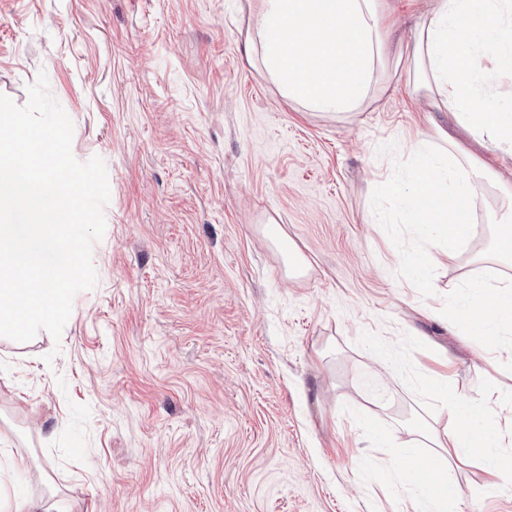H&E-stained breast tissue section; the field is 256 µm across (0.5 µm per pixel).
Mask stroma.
<instances>
[{"label": "stroma", "instance_id": "35a3bbf8", "mask_svg": "<svg viewBox=\"0 0 512 512\" xmlns=\"http://www.w3.org/2000/svg\"><path fill=\"white\" fill-rule=\"evenodd\" d=\"M249 0H0V94L46 73L111 198L60 339L0 343V459L52 512H406L400 447L457 398L512 394V357L460 326L486 194L433 285L393 197L429 133L410 89L360 112L288 102L244 50ZM299 250L303 272L290 273ZM53 355L45 363V355ZM47 480H40L39 472ZM463 512H512V471L453 466Z\"/></svg>", "mask_w": 512, "mask_h": 512}]
</instances>
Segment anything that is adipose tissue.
Returning a JSON list of instances; mask_svg holds the SVG:
<instances>
[{
    "mask_svg": "<svg viewBox=\"0 0 512 512\" xmlns=\"http://www.w3.org/2000/svg\"><path fill=\"white\" fill-rule=\"evenodd\" d=\"M380 0H255L247 52L281 94L311 112H356L391 80L409 85L447 125H434L430 147H417L401 181L380 184L398 199L402 221L424 245L404 255L417 287H425L438 256L459 254L473 229V209L487 188L497 192L492 250L512 263V181L482 161L480 150L512 159V113L489 110L486 90L498 72H512V0H433L417 23L405 68L388 69V39L397 30ZM461 321L483 335L512 328V281L478 274L464 284ZM446 404L444 429L423 426L427 447L442 463L475 458L490 479L512 470L501 454L504 433L491 427L495 403L461 405L451 379L436 388ZM400 472L413 489L412 512H453L456 484L418 477L412 447L399 453Z\"/></svg>",
    "mask_w": 512,
    "mask_h": 512,
    "instance_id": "ef3b65f1",
    "label": "adipose tissue"
}]
</instances>
